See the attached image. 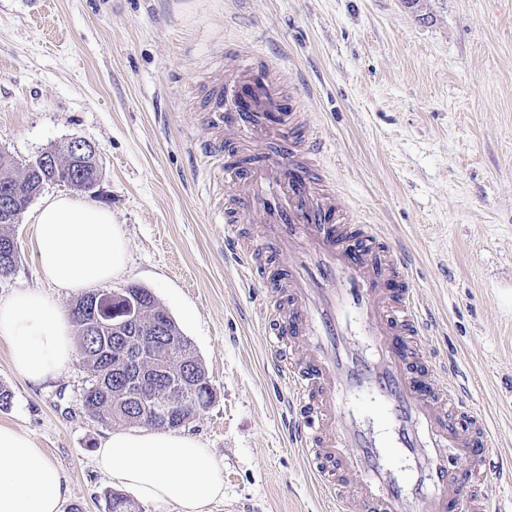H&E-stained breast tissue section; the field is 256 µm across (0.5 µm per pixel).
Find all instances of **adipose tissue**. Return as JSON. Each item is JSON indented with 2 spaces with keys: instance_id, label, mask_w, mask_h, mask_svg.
<instances>
[{
  "instance_id": "adipose-tissue-1",
  "label": "adipose tissue",
  "mask_w": 512,
  "mask_h": 512,
  "mask_svg": "<svg viewBox=\"0 0 512 512\" xmlns=\"http://www.w3.org/2000/svg\"><path fill=\"white\" fill-rule=\"evenodd\" d=\"M32 250L43 280L83 291L117 278L127 244L109 210L70 196L49 198L34 219ZM13 368L41 385L60 376L75 354L73 325L39 290L0 302V338ZM100 470L142 502H172L198 512L223 497L224 479L210 449L195 438L140 428L116 432L94 450ZM69 487L43 449L0 425V512H61Z\"/></svg>"
}]
</instances>
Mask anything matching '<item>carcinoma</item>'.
<instances>
[{
	"label": "carcinoma",
	"instance_id": "1",
	"mask_svg": "<svg viewBox=\"0 0 512 512\" xmlns=\"http://www.w3.org/2000/svg\"><path fill=\"white\" fill-rule=\"evenodd\" d=\"M91 175V169L76 165L68 157L61 158L58 177L79 186ZM20 183L21 192H29L38 186L37 174L29 172V167L16 169L5 157L0 156V179ZM89 293L77 297L71 306L73 321L77 326L79 354L83 365L90 373L89 385L83 393V406L87 413L101 422L143 424L157 429H176L184 426V421L206 409L212 400L202 361L194 346L166 310L159 305L153 293L140 285L131 284L123 291V296L104 301V311L117 315L131 306L139 311V323H125L120 327L97 329L87 312ZM149 335V352L142 355L143 365L154 363V359H164L172 364L181 362L183 356H192L191 377L194 387H184L180 383H169L151 392L152 400L131 405L129 396L138 391V372L126 378L127 387H122V370L128 368L129 354L137 350L136 337ZM177 336L180 345L169 346L167 337ZM170 395H177L187 404L184 415L167 423L152 422L154 408ZM107 512H139L136 503L121 493L112 492L107 498Z\"/></svg>",
	"mask_w": 512,
	"mask_h": 512
}]
</instances>
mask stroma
I'll list each match as a JSON object with an SVG mask.
<instances>
[{
	"mask_svg": "<svg viewBox=\"0 0 512 512\" xmlns=\"http://www.w3.org/2000/svg\"><path fill=\"white\" fill-rule=\"evenodd\" d=\"M270 64L318 126L344 205L382 225L447 357L512 463V0H0V155L23 167L74 138L101 164L94 201L127 242L121 291L148 288L195 346L213 401L183 433L210 448L224 496L203 512H330L291 446L259 284L224 250L220 191L202 149L225 59ZM48 185L13 232L0 301L38 289L70 311L31 252ZM79 360L34 386L0 339V424L63 473L69 504L105 512L119 491L93 459L115 431L82 403Z\"/></svg>",
	"mask_w": 512,
	"mask_h": 512,
	"instance_id": "1",
	"label": "stroma"
}]
</instances>
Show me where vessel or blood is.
<instances>
[{
  "mask_svg": "<svg viewBox=\"0 0 512 512\" xmlns=\"http://www.w3.org/2000/svg\"><path fill=\"white\" fill-rule=\"evenodd\" d=\"M209 113L224 134L206 146L224 189V247L285 299L277 317L260 314L271 319L288 437L316 483L335 512L348 509L337 484L354 477L361 512H455L454 453L482 470L500 451L482 416L464 411L447 361L422 347L429 314L408 286L405 252L322 184L315 129L268 64L225 66ZM247 207L287 265L241 244L232 226Z\"/></svg>",
  "mask_w": 512,
  "mask_h": 512,
  "instance_id": "b4317fda",
  "label": "vessel or blood"
}]
</instances>
